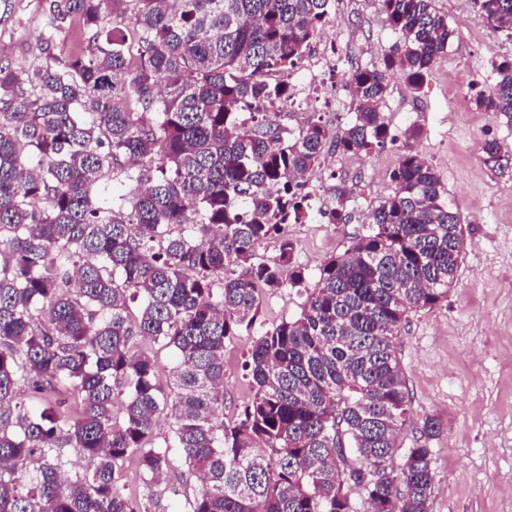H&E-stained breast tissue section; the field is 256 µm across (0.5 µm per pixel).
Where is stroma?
<instances>
[{
    "label": "stroma",
    "instance_id": "stroma-1",
    "mask_svg": "<svg viewBox=\"0 0 512 512\" xmlns=\"http://www.w3.org/2000/svg\"><path fill=\"white\" fill-rule=\"evenodd\" d=\"M349 34L341 49L354 65L375 64L398 35L383 21L376 0H332ZM454 30L448 54L420 89L401 75L389 82L381 110L392 133L384 145L361 155L362 164L390 173L403 150L395 134L419 128L414 144L448 190L465 228L457 280L446 301L410 312L398 346L411 398L410 418L399 439L414 447L426 419L439 425L430 439L434 483L431 512H512V161L504 171L484 162L494 140L512 149V122L478 110L471 81L495 80L492 62L512 59V36L489 31L472 0H436ZM58 57L77 46L66 27L52 28L47 0H0V62L34 71L45 39ZM392 191L387 178L368 203L351 197L341 224L310 219L281 231L294 244L293 261L314 287L324 260L352 248L365 235L377 204ZM304 288L264 294L257 326L299 317ZM255 332L224 347V416L233 418L252 397L244 368Z\"/></svg>",
    "mask_w": 512,
    "mask_h": 512
}]
</instances>
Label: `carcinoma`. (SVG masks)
<instances>
[{
	"mask_svg": "<svg viewBox=\"0 0 512 512\" xmlns=\"http://www.w3.org/2000/svg\"><path fill=\"white\" fill-rule=\"evenodd\" d=\"M378 2L399 39L350 71L355 121L339 134L246 112L284 92L267 76L291 70L329 0H50L88 45L61 60L49 37L33 72L0 65V512H155L162 483L187 512H429L435 420L393 466L411 403L397 335L448 298L465 232L408 143L370 231L254 342L253 397L224 420L225 343L255 326L262 293L304 281L284 237L251 262L301 207L291 179L329 143L341 157L383 143L388 76L418 89L448 55L435 0ZM473 2L512 35V0ZM492 71L473 104L511 119L512 59ZM483 152L503 169L500 143ZM110 173L129 194L105 195ZM146 340L176 351L167 389ZM163 416L176 457L152 441ZM72 452L88 469L67 468ZM132 460L138 501L119 486Z\"/></svg>",
	"mask_w": 512,
	"mask_h": 512,
	"instance_id": "obj_1",
	"label": "carcinoma"
}]
</instances>
